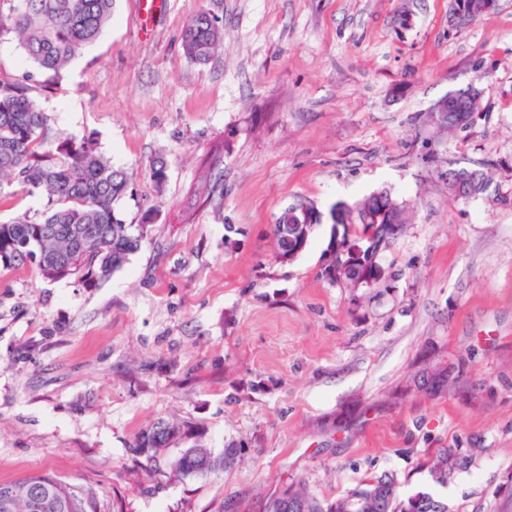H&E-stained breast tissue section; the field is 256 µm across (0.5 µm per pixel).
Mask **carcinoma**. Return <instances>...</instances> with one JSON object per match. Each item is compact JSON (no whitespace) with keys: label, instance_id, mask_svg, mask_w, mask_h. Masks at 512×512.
I'll return each mask as SVG.
<instances>
[{"label":"carcinoma","instance_id":"obj_1","mask_svg":"<svg viewBox=\"0 0 512 512\" xmlns=\"http://www.w3.org/2000/svg\"><path fill=\"white\" fill-rule=\"evenodd\" d=\"M113 0H0V36L15 35L27 59L44 73L59 72L84 47L94 43L112 19ZM7 9H1V6ZM223 40V26L207 11L198 13L182 35L185 56L196 63L210 60ZM482 90L469 86L448 93L450 112H473ZM9 178L30 195L41 197L42 209L0 223V269L36 268L51 281L77 276L95 285L121 269L141 246L147 225H132L117 217L116 204L129 191L124 168L112 163L88 136L50 134V117L30 95L29 88L0 80V180ZM357 241L341 256L360 270L373 271L371 247L382 241L391 224L405 223V206L386 192L356 204ZM365 263H360V260ZM184 438L180 426L159 422L134 441L137 454L151 463L164 448ZM457 468L469 455L457 448L439 452L430 474H448V454ZM238 450L207 460L200 444L185 449L172 463L180 476H207L224 469V458L234 462ZM64 481L49 475H30L0 484V512H94V493L70 487L59 495ZM447 512L430 493L403 497L393 476L384 473L360 481L332 500H321L301 484L291 483L272 495L264 512Z\"/></svg>","mask_w":512,"mask_h":512}]
</instances>
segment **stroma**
Wrapping results in <instances>:
<instances>
[{"label": "stroma", "instance_id": "stroma-1", "mask_svg": "<svg viewBox=\"0 0 512 512\" xmlns=\"http://www.w3.org/2000/svg\"><path fill=\"white\" fill-rule=\"evenodd\" d=\"M112 22L58 77L0 35L54 136L91 135L126 169L116 212L140 249L89 288L0 270V483L51 472L95 512H263L291 483L333 499L392 474L448 512H512V0L469 27L450 0H165ZM217 15L209 62L185 27ZM482 89L466 128L435 102ZM167 165L157 186L148 169ZM452 167L487 193L448 192ZM388 192L406 222L358 288L321 276L334 207ZM320 219L295 258L273 224ZM181 426L224 472L174 475L181 445L135 461L136 436ZM471 449L445 485L429 465ZM223 40V26L207 11L198 13L182 35V49L185 56L196 63L210 60L214 49ZM304 215L306 216L307 218H311V216H313V218L316 217V212L314 210V208L311 206V205H308V204H298L296 206H293L289 209V211H287L284 216H283V219H284V222H287L290 221V218L288 219V216H296V215ZM281 224H283V222H281V219L280 217L276 220V223L273 224V232H274V235L277 239V244H278V249H279V256H283V255H286L288 254V256H285L283 258V260H291L293 259L294 257H296L301 251H302V247H301V242L304 238H302L300 241H299V246L297 248H294V250L290 253H288L287 251H285V248L287 246V240L285 238V236L288 234V236L292 235V232H291V226H290V222L288 224H286L288 226V230L285 226V228L283 229L281 227Z\"/></svg>", "mask_w": 512, "mask_h": 512}]
</instances>
